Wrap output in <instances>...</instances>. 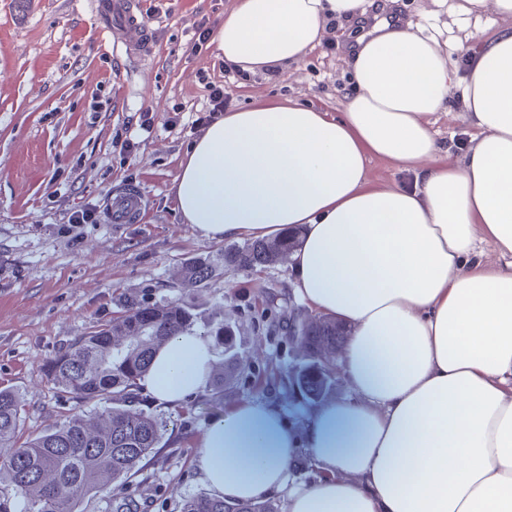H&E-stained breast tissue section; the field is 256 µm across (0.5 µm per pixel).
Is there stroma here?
<instances>
[{
	"mask_svg": "<svg viewBox=\"0 0 512 512\" xmlns=\"http://www.w3.org/2000/svg\"><path fill=\"white\" fill-rule=\"evenodd\" d=\"M152 36L150 55L126 54L105 32L92 0H0V386L22 396L20 434L58 425L69 409L47 376L54 357L97 322L117 312L116 300L193 303L223 318L231 334L222 396L197 394L173 407L157 406L166 422L165 446L136 488L147 512H178L185 497L206 492L196 445L209 424L237 404L276 407L303 430L315 406L353 398L344 378L328 392L302 398L289 378L302 358L288 341L254 332L248 311L269 300L300 306L289 261L235 270L224 264L230 240H210L183 222L171 186L196 137L171 125L175 113L206 109L205 71L222 84L233 108L264 100L302 102L339 112L350 75L354 21L329 29L323 43L279 78L240 77L215 43L191 52L202 16L223 24L234 0H135ZM449 108L433 128L448 160L462 157L471 130ZM154 118L140 130L142 113ZM132 138L130 153L115 142ZM123 187L141 191L140 223L110 224L106 205ZM94 205L99 218L75 224L74 211ZM210 264L206 287L180 275L182 262Z\"/></svg>",
	"mask_w": 512,
	"mask_h": 512,
	"instance_id": "35a3bbf8",
	"label": "stroma"
}]
</instances>
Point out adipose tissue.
<instances>
[{"mask_svg":"<svg viewBox=\"0 0 512 512\" xmlns=\"http://www.w3.org/2000/svg\"><path fill=\"white\" fill-rule=\"evenodd\" d=\"M434 2L427 23L386 18L356 37L340 112L229 110L180 161L184 223L216 240L303 226L292 287L353 328L355 396L315 408L305 437L261 404L211 422L197 465L226 503L280 492L305 447L325 477L288 512H512V0ZM444 5L451 46L434 24ZM490 12L506 27L471 49ZM366 14V0H235L214 42L233 70L273 72L320 46L331 18ZM457 49L472 53L463 74ZM453 90L474 135L448 162L431 119ZM375 159L414 172L413 186H373ZM211 357L200 332L180 333L138 385L178 405L207 387Z\"/></svg>","mask_w":512,"mask_h":512,"instance_id":"1","label":"adipose tissue"}]
</instances>
